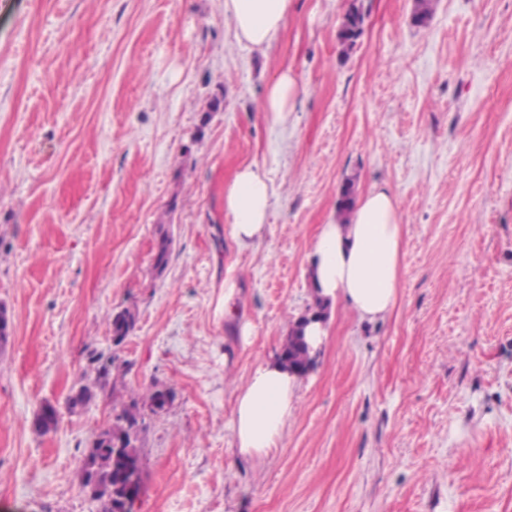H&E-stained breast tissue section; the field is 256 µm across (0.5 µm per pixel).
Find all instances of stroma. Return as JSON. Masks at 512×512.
Returning a JSON list of instances; mask_svg holds the SVG:
<instances>
[{
	"label": "stroma",
	"instance_id": "35a3bbf8",
	"mask_svg": "<svg viewBox=\"0 0 512 512\" xmlns=\"http://www.w3.org/2000/svg\"><path fill=\"white\" fill-rule=\"evenodd\" d=\"M413 7L292 0L260 53L224 0H0V512H100L82 451L113 393L155 382L175 399L146 416L136 512H512V0ZM286 69L304 92L277 123ZM246 164L275 194L242 247L224 190ZM350 176L398 198L396 305L327 309L276 449L243 459L235 398L314 307L307 256ZM124 308L108 386L69 411ZM363 23L364 15L359 9L353 8L346 14L342 28L338 33V40L343 53H348L354 47L363 33ZM304 90L290 70L283 71L267 89L262 111L274 121H285L296 97ZM172 237L163 226L159 227V238L153 256V268L162 273L168 266L172 252ZM109 324L112 328V338H115L114 346H119L134 330L136 315L130 309L125 308L119 312L112 313Z\"/></svg>",
	"mask_w": 512,
	"mask_h": 512
}]
</instances>
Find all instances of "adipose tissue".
I'll return each mask as SVG.
<instances>
[{
  "mask_svg": "<svg viewBox=\"0 0 512 512\" xmlns=\"http://www.w3.org/2000/svg\"><path fill=\"white\" fill-rule=\"evenodd\" d=\"M292 0H224V14L237 41L257 51L270 47L288 15ZM303 86L291 71L273 81L263 112L286 120ZM274 196L268 172L255 164L240 167L224 194L231 231L243 246L260 239ZM399 202L385 186L371 189L358 201L346 223L322 225L308 256L316 295L341 302L359 319L376 321L395 305L399 288L403 231ZM299 374L280 362L259 365L236 396L233 428L241 454L267 455L293 414Z\"/></svg>",
  "mask_w": 512,
  "mask_h": 512,
  "instance_id": "1",
  "label": "adipose tissue"
}]
</instances>
